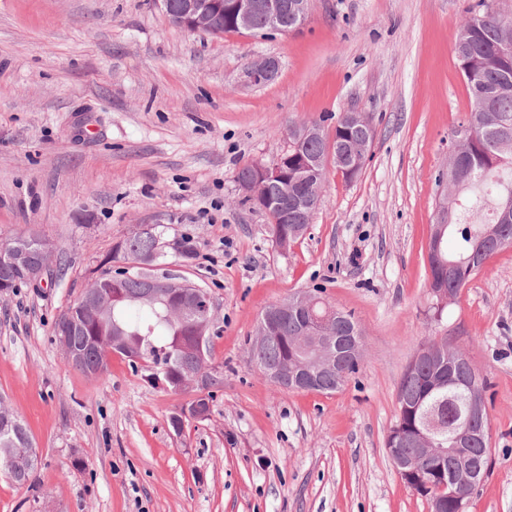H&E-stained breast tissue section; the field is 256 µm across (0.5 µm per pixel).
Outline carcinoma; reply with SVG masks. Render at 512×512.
<instances>
[{
  "instance_id": "1",
  "label": "carcinoma",
  "mask_w": 512,
  "mask_h": 512,
  "mask_svg": "<svg viewBox=\"0 0 512 512\" xmlns=\"http://www.w3.org/2000/svg\"><path fill=\"white\" fill-rule=\"evenodd\" d=\"M460 29L470 33L465 44L454 39L453 52L457 58L471 101L468 124L475 129V137L456 145L451 166L457 168L461 183H448V194L443 201L448 205V226L444 235L455 241V250L444 252L448 265L430 259V275L444 277L445 287L457 297L469 279L483 267L496 251L482 252L479 244L492 234L500 248L512 246V218H500L501 206L512 200V17L484 9L468 17ZM327 138H313L300 143L291 141L288 155V192L275 190L268 199H246L266 214L280 218L288 215V223L277 225L276 245L297 238L298 225L307 221L304 212L293 206L300 195H317L322 191L326 171L319 179L301 184L294 172L311 157L326 155ZM156 229L140 231L118 244L112 261L117 263H153ZM26 274L20 268L0 259V286L5 293L28 286ZM93 287L100 289L104 303L92 312L78 304L71 305L56 320L54 335L68 332L78 361L74 366L86 375H102L107 368L108 351L115 343L121 344L133 368L152 370L151 379L161 382L174 393H190L193 377L204 363L188 358L184 348L200 330H210V324L189 317L173 318V298L168 286L158 285L167 302L144 296L140 275L132 269L106 272ZM310 321L307 313L288 316L260 341L251 343L254 360L261 366L289 367L294 361L295 340ZM436 370L426 362L408 365L398 388V414L387 436L386 445L396 440L400 431H410L421 425L423 414L432 413L446 425L438 434L440 445H453V427L465 424L458 417L457 402L472 384L478 392L488 389V381L480 382L466 362V354L459 352V362L447 386H435ZM209 410V397L198 396L171 418L175 431L183 429V416L197 418L198 412ZM27 426L16 415L0 404V467L17 484L25 485L33 477L38 464L37 454ZM489 460L480 449L479 438L471 446L445 458H425L419 462L423 476L430 487L418 491L430 500L448 494L441 489L442 479H451L457 469L467 463Z\"/></svg>"
}]
</instances>
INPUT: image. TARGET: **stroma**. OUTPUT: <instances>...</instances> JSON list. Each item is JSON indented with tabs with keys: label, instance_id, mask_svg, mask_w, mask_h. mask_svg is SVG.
<instances>
[{
	"label": "stroma",
	"instance_id": "obj_1",
	"mask_svg": "<svg viewBox=\"0 0 512 512\" xmlns=\"http://www.w3.org/2000/svg\"><path fill=\"white\" fill-rule=\"evenodd\" d=\"M479 0H313L297 29L192 33L158 0H0V243L37 232L48 277L0 295V399L27 424L37 469L0 470V512H431L390 461L402 376L448 340L489 383L491 456L467 512H512V247L437 308L428 241L451 134L470 99L452 46ZM280 70L247 86L251 61ZM369 116L362 173L328 170L306 235L280 248L243 203L239 168L285 155L296 126ZM146 226L195 255L154 274L211 296L204 419L110 356L77 370L54 322L112 248ZM322 288L362 332L359 372L332 393L273 385L250 355L262 312Z\"/></svg>",
	"mask_w": 512,
	"mask_h": 512
}]
</instances>
